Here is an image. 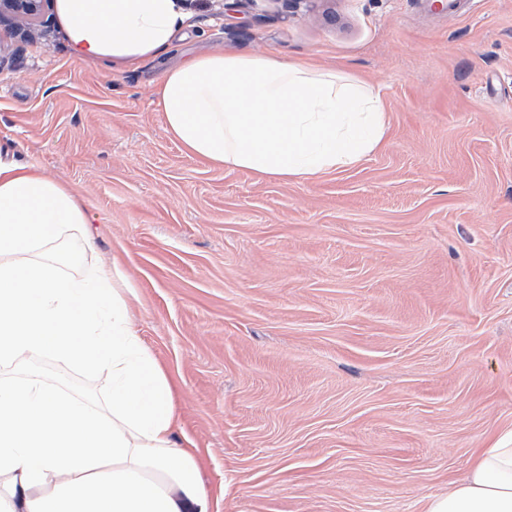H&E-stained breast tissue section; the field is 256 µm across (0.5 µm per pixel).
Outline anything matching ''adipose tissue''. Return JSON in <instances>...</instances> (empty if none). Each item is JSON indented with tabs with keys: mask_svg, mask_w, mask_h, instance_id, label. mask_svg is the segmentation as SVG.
Wrapping results in <instances>:
<instances>
[{
	"mask_svg": "<svg viewBox=\"0 0 512 512\" xmlns=\"http://www.w3.org/2000/svg\"><path fill=\"white\" fill-rule=\"evenodd\" d=\"M70 54L111 70L173 43L181 0H54ZM158 106L188 153L261 178L306 179L377 150L379 96L304 63L235 51L167 69ZM76 195L0 156V365L64 357L106 371L105 405L39 378L0 379V512H211L200 466L175 441L170 379L129 322L119 269L60 267L57 246L84 236ZM425 512H512V430L478 449L465 479Z\"/></svg>",
	"mask_w": 512,
	"mask_h": 512,
	"instance_id": "ef3b65f1",
	"label": "adipose tissue"
}]
</instances>
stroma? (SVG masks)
I'll return each mask as SVG.
<instances>
[{
	"label": "stroma",
	"instance_id": "1",
	"mask_svg": "<svg viewBox=\"0 0 512 512\" xmlns=\"http://www.w3.org/2000/svg\"><path fill=\"white\" fill-rule=\"evenodd\" d=\"M155 60H74L52 6L0 17V150L67 186L81 265L119 263L130 322L176 386L212 512H423L512 428V0H184ZM234 48L380 94L361 162L260 179L190 155L162 72ZM94 404L106 374L0 367Z\"/></svg>",
	"mask_w": 512,
	"mask_h": 512
}]
</instances>
